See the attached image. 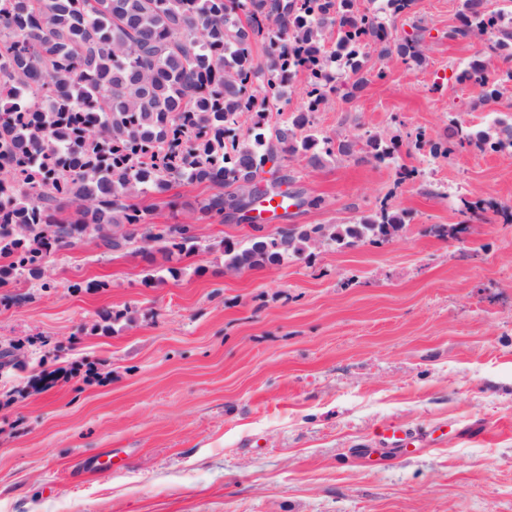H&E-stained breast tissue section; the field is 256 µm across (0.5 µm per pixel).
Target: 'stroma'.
<instances>
[{
	"label": "stroma",
	"instance_id": "stroma-1",
	"mask_svg": "<svg viewBox=\"0 0 512 512\" xmlns=\"http://www.w3.org/2000/svg\"><path fill=\"white\" fill-rule=\"evenodd\" d=\"M463 3L415 0L390 30L419 33L421 62L370 46L383 79L314 115L337 141L397 139L395 163L287 154L264 172L322 200L267 231L385 204L407 214L388 242L229 271L224 243L251 224L201 216L210 187L177 184L142 198L146 221L194 224L199 250L168 261L86 238L49 257L54 289L0 288V349L17 344L24 363L0 376V512H512V221L498 213L512 149H429L451 122L512 117V91L486 104L457 78L475 59L493 79L501 66L489 35L449 38ZM464 198L488 203L484 220L464 222ZM460 222L458 241L432 231ZM105 311L118 321L92 332ZM390 425L422 452L382 449ZM105 448L118 468L83 475Z\"/></svg>",
	"mask_w": 512,
	"mask_h": 512
}]
</instances>
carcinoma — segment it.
<instances>
[{"label": "carcinoma", "mask_w": 512, "mask_h": 512, "mask_svg": "<svg viewBox=\"0 0 512 512\" xmlns=\"http://www.w3.org/2000/svg\"><path fill=\"white\" fill-rule=\"evenodd\" d=\"M394 17H409L414 0H386ZM491 32L489 50L512 73V21L464 0L460 25L448 37ZM336 34L334 45L328 36ZM267 45V63L253 49ZM389 33L354 0H0V288L43 280L51 251L71 248L89 227L108 232L96 245L118 252L137 243L145 224L136 199L164 194L173 182L215 189L200 203L224 218L236 205L224 188L254 176L281 155L300 154L314 167L348 155L352 144L319 133L312 114L339 90L336 64L357 85L384 78L364 71L365 50L388 45ZM402 62L421 56L418 37L396 45ZM306 76L307 102L281 124L265 121L284 95L285 76ZM462 77L485 103L501 95L482 62ZM247 112L257 120L243 142L226 135ZM512 149V122L471 133L461 125L436 155L465 147ZM395 141L372 137L365 154L389 161ZM404 224L381 206L354 224L296 225L242 248L224 243V267L240 271L279 265L320 242L338 249L388 240ZM147 235L169 260L198 248L192 227L153 224Z\"/></svg>", "instance_id": "cac0c4a2"}]
</instances>
